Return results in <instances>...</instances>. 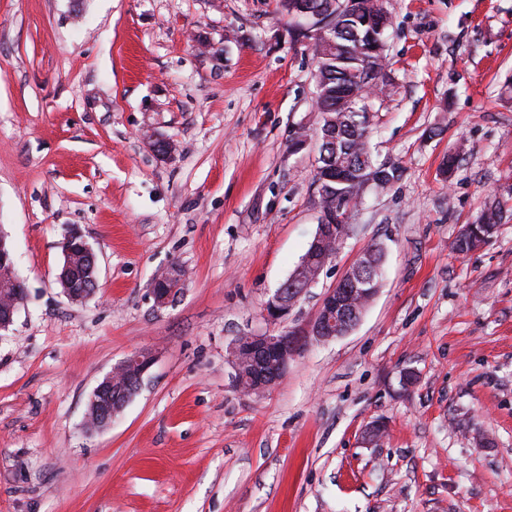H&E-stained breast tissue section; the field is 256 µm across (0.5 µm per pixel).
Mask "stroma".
<instances>
[{"label": "stroma", "mask_w": 512, "mask_h": 512, "mask_svg": "<svg viewBox=\"0 0 512 512\" xmlns=\"http://www.w3.org/2000/svg\"><path fill=\"white\" fill-rule=\"evenodd\" d=\"M384 5L371 145L402 177L366 193L288 323L373 244L381 287L248 396L227 347L276 332L263 306L318 225V150L292 147L319 121L309 45L278 0H0V231L28 289L0 332V512H512V218L451 248L512 187V0ZM74 228L97 259L80 303L56 280ZM138 348L141 391L87 431ZM507 201H496L489 205L479 218L477 235L460 232L452 243V249L457 254H467L476 249L488 239L495 238L502 223ZM184 276L185 272L181 268L171 267L154 279L150 292L156 306L165 307L170 303ZM154 362L148 352L133 353L123 359L107 373L94 389L90 399L87 422L91 430H102L108 427L113 419L120 414L132 398L139 392L144 375ZM132 373L133 386L131 391L113 392L112 385L117 376L126 379Z\"/></svg>", "instance_id": "obj_1"}]
</instances>
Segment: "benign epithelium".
I'll return each instance as SVG.
<instances>
[{
	"label": "benign epithelium",
	"instance_id": "obj_1",
	"mask_svg": "<svg viewBox=\"0 0 512 512\" xmlns=\"http://www.w3.org/2000/svg\"><path fill=\"white\" fill-rule=\"evenodd\" d=\"M296 28L304 32L309 39L317 41L327 38L330 26L324 22L314 21V16L303 11L295 16ZM354 208L338 206L332 217L326 212L319 213L317 231L311 241L309 251L301 258L296 271L290 277L292 282H300V286L291 290L279 288L267 300L263 308L264 318L273 323H285L301 296L314 286L321 272L333 259L330 247L338 232V225L345 228L342 237L351 235V224ZM85 255L91 265L87 270L89 282L96 283V257L84 236L76 229L68 234L63 243V263L57 275V282L64 295L73 303L86 300L92 290L86 284L78 283V271L71 258L75 253ZM185 272L179 267H171L159 274L150 288L155 305L167 306L175 295L176 288L181 284ZM374 278H366L361 274L358 263H353L346 270L339 282L325 290L314 317L304 323L284 330L278 335L271 333L246 334L237 337L228 347V359L234 369L236 387L244 388L248 394H260L277 384L288 372L293 359L312 342H325L344 335V321L347 320V305L351 303L352 294L346 285L364 286ZM27 292L14 295V301L0 309V331L8 329L14 315L25 302ZM154 362L148 352L133 353L123 359L107 373L94 389L90 399L87 422L91 430H102L108 427L113 419L120 414L132 398L139 392L144 375ZM132 376L133 386L129 391L115 392L112 385L117 377Z\"/></svg>",
	"mask_w": 512,
	"mask_h": 512
}]
</instances>
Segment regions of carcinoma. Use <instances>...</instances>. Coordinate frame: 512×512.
Segmentation results:
<instances>
[{"instance_id":"cac0c4a2","label":"carcinoma","mask_w":512,"mask_h":512,"mask_svg":"<svg viewBox=\"0 0 512 512\" xmlns=\"http://www.w3.org/2000/svg\"><path fill=\"white\" fill-rule=\"evenodd\" d=\"M319 13L333 27L329 42L311 46L316 60L313 75L317 132L327 148L318 154L317 168L327 177L318 192L317 207L328 210L336 201L355 199L354 180L364 169L381 174L376 190H384L400 178V167L378 162L370 147L371 100L367 90L384 93L388 61L384 32L390 25L383 0H314ZM506 203L496 201L479 218L478 234L459 233L454 252L464 255L497 236Z\"/></svg>"}]
</instances>
